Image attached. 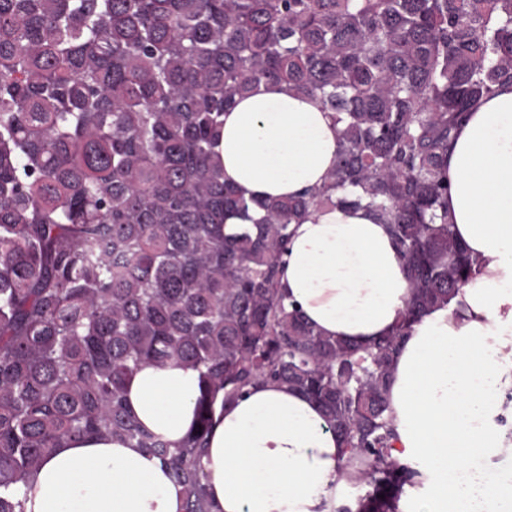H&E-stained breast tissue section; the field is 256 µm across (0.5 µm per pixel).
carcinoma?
I'll return each mask as SVG.
<instances>
[{"mask_svg": "<svg viewBox=\"0 0 512 512\" xmlns=\"http://www.w3.org/2000/svg\"><path fill=\"white\" fill-rule=\"evenodd\" d=\"M262 84L342 126L320 187L259 200L224 182V112ZM506 84L512 0H0V512H25L20 486L85 436L157 456L183 512H213L210 428L260 382L324 413L372 487L358 512H400L415 471L391 458L387 390L413 326L475 273L448 148ZM327 205L388 225L407 270L368 345L279 292L290 224ZM170 363L200 379L177 445L125 400L140 366Z\"/></svg>", "mask_w": 512, "mask_h": 512, "instance_id": "carcinoma-1", "label": "carcinoma"}]
</instances>
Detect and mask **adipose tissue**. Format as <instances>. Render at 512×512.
<instances>
[{
	"instance_id": "obj_1",
	"label": "adipose tissue",
	"mask_w": 512,
	"mask_h": 512,
	"mask_svg": "<svg viewBox=\"0 0 512 512\" xmlns=\"http://www.w3.org/2000/svg\"><path fill=\"white\" fill-rule=\"evenodd\" d=\"M340 127L318 100L263 86L224 114V180L245 196L322 185ZM448 221L476 275L452 304L416 323L388 389L392 458L416 471L407 512H512V482H461L469 466L512 457V86L470 112L448 153ZM279 289L327 336L360 344L388 332L409 297L386 225L363 209L322 207L291 226ZM197 371L141 366L130 413L177 444L195 422ZM214 512H336L367 481L323 413L274 382L215 416L203 460ZM26 512H182L183 488L153 456L89 437L57 449L21 489Z\"/></svg>"
}]
</instances>
